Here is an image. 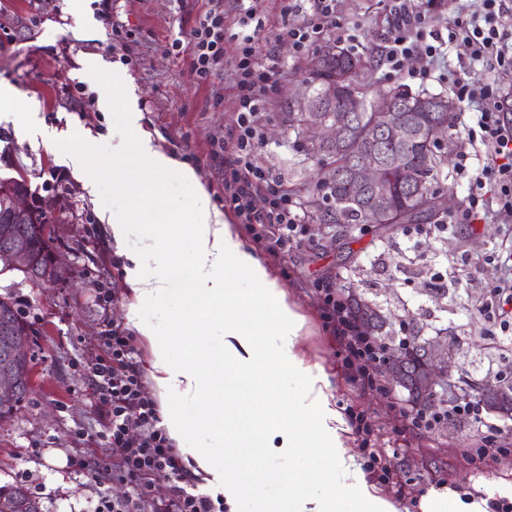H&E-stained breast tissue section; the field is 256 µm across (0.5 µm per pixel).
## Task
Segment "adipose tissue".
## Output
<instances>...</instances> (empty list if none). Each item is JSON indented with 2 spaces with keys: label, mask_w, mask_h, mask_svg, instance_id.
I'll list each match as a JSON object with an SVG mask.
<instances>
[{
  "label": "adipose tissue",
  "mask_w": 512,
  "mask_h": 512,
  "mask_svg": "<svg viewBox=\"0 0 512 512\" xmlns=\"http://www.w3.org/2000/svg\"><path fill=\"white\" fill-rule=\"evenodd\" d=\"M98 103L101 111L115 106L123 114V131L112 135V158L134 159L139 175L126 186L132 198L162 208L159 190L170 182L191 188L197 196L190 213L151 225L154 256L130 255L125 268L126 282L140 299L167 291L179 267L190 272L182 290L185 309L172 319L170 327L172 338L185 350L182 361L170 359L167 341L158 338L155 326L140 318L137 310H130L128 317L142 336L155 341L151 365L158 388L169 396H206L201 422H192L176 410L165 412L163 417L170 437L179 442L197 426L222 436L224 447L218 453L204 448L182 449L193 475L203 477L210 491L223 493L229 501L260 480L258 461L242 456L237 446L246 436L252 447H264L265 434L256 417L272 414L274 406L261 385L269 370L285 368L304 383L288 426L285 450L327 452L335 457L346 477L337 485L334 497L314 502L308 486L328 480V473L284 475L288 512H337L342 499L353 502V512H398L391 501L367 484L344 446L345 421L332 402L331 383L320 367L309 362L299 345L304 316L245 244L228 215L210 205L194 169L163 151L144 128L133 78L121 62L113 63L112 89L101 92ZM185 239L191 249L182 260L176 248ZM229 270L251 284L249 294L233 288L225 276ZM209 319L224 325L225 342L217 350L206 346L205 322ZM228 364L237 367L241 378L240 387L231 393L224 388V367Z\"/></svg>",
  "instance_id": "1"
}]
</instances>
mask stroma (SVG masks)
<instances>
[{"instance_id": "35a3bbf8", "label": "stroma", "mask_w": 512, "mask_h": 512, "mask_svg": "<svg viewBox=\"0 0 512 512\" xmlns=\"http://www.w3.org/2000/svg\"><path fill=\"white\" fill-rule=\"evenodd\" d=\"M209 6V0H87L81 14L73 0H0V83L14 88L17 103L38 101L44 125L58 133L52 140H35L13 120L0 119V179L25 174L35 198L64 197L75 215L57 227L65 259L77 273L73 284L35 288L18 275L0 277V294L10 292L20 300L34 330L35 355L31 394L10 420L0 422V486L24 485L45 512H92L101 494L127 493L124 484L96 482L87 468L93 459L109 456L88 367L100 353L105 324L131 329L130 305L162 330L184 302L176 290L136 299L125 281L128 255L149 251L145 220L131 224L120 249L99 220L101 212L132 209L136 203L119 188L129 180V168L112 165V133L122 130V114L100 111L90 76L111 81L113 61L126 62L145 128L165 152L196 171L211 205L222 206L224 152L214 140L235 122L233 92L220 74L195 83L187 54L166 51L169 39L188 35ZM254 6L264 22L263 48L288 67L272 100L261 160L275 179L301 196L315 171L302 151L304 137L288 127V94L302 89L306 60L296 57L281 35L286 21L279 0H254ZM339 11L371 25L369 41L357 51L373 52L388 31L387 0H340ZM77 152L87 175L98 181L96 197H88L68 164ZM499 236L498 225L481 221L430 235L417 234L410 224L381 239L371 226L312 220L300 245L288 253L255 249L304 315L300 346L310 363L328 374L336 408L375 421L372 444L389 475L375 488L399 512H420L421 498L432 491L512 499V438L506 454L483 457L477 453L481 434L468 419L450 418L431 433L411 430L402 391L386 389L381 381L371 387L352 381L323 325L320 289L328 282L345 284L382 308L410 310L414 329L424 336L446 328L462 369L482 376L512 361V351L478 339L472 317L495 276L487 257ZM456 281L464 283L463 291L453 290ZM102 290L117 291L118 302L99 308L96 297ZM259 455L265 477L250 495L231 503L232 512H257L260 502L282 498L285 473L335 467L329 457L313 452L290 455L264 448Z\"/></svg>"}]
</instances>
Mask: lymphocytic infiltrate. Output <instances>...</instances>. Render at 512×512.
Masks as SVG:
<instances>
[{
  "label": "lymphocytic infiltrate",
  "instance_id": "obj_1",
  "mask_svg": "<svg viewBox=\"0 0 512 512\" xmlns=\"http://www.w3.org/2000/svg\"><path fill=\"white\" fill-rule=\"evenodd\" d=\"M337 2L281 0L282 13L293 18L285 35L298 56H307L330 40L357 45L368 38L363 24H348L340 16ZM443 12L448 15L444 31L432 24L433 15ZM511 12L512 0H389V31L377 46L381 64L393 77L401 73L405 61L417 60L420 66L411 76L424 80L444 67L449 47L461 44L468 50L461 69L492 62L511 74L512 31L499 25L500 17ZM229 17L239 27L231 38L224 24ZM257 20L251 0H211L188 39L174 38L170 48L188 49L194 81H208L219 71L229 78L236 123L219 142L224 150V206L269 253L280 255L299 245L309 212L307 204L259 161L267 108L287 71L274 54L262 52L253 28ZM455 95L478 114L476 127L467 130L468 148L459 154L457 168L467 170L469 148L475 144L481 145L484 160L476 170V191L468 194L462 208L444 215L437 229L444 232L449 225L477 220L504 225L506 235L496 251L499 274L489 285L490 301L502 316L512 306V94L493 81L459 79ZM487 185L492 186V195H484ZM323 293L325 328L344 344L354 379L373 385L378 368L361 329L337 299L335 288L325 286ZM100 348L89 371L106 421L112 479L127 485L130 492L120 499L101 495L94 512H225L222 496L198 489L163 426L133 336L117 326L105 329ZM449 412L467 415L477 425L483 434V454L501 453L502 440L512 435V427L486 420L475 403L454 404ZM160 479L167 482L169 493L156 498L151 487Z\"/></svg>",
  "mask_w": 512,
  "mask_h": 512
}]
</instances>
